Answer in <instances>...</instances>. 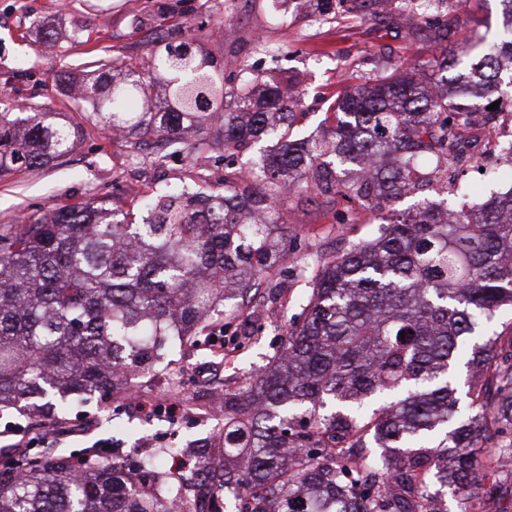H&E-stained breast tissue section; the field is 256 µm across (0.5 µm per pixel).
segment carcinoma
<instances>
[{"mask_svg":"<svg viewBox=\"0 0 512 512\" xmlns=\"http://www.w3.org/2000/svg\"><path fill=\"white\" fill-rule=\"evenodd\" d=\"M499 2L511 39L481 56L465 44L467 63L445 60L440 76L398 64L345 86L322 139L290 135L300 102L290 80L229 85L224 62L181 23L197 6L145 10L142 22H168L166 37L140 57L98 59L101 73L64 89L133 155L160 142L185 153L183 178L126 211L93 197L0 234V411L57 418L97 393L129 395L133 375L204 335L226 303L275 289L265 274L294 259L281 231L290 192L379 213L420 191L422 158L446 170L463 154L475 111L491 136L512 117L488 109L512 91V0ZM63 116L36 103L23 118L0 112V180L73 151L78 130ZM215 125L226 155L278 141L249 176L226 166L221 191L202 188L197 165ZM310 267L301 321L245 385L224 389V425L187 439L200 480L144 462L148 490L135 492L106 455H21L0 468V512H172L188 487L200 512H415L436 485L512 497V479L488 487L477 468L489 427L491 452L512 465V331L481 340L474 322L512 306V187L480 214L421 197L380 216L372 240ZM460 362L480 378L466 393L477 421L450 429ZM348 437L365 471L320 466L315 455L336 460Z\"/></svg>","mask_w":512,"mask_h":512,"instance_id":"carcinoma-1","label":"carcinoma"}]
</instances>
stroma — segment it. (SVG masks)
<instances>
[{"mask_svg":"<svg viewBox=\"0 0 512 512\" xmlns=\"http://www.w3.org/2000/svg\"><path fill=\"white\" fill-rule=\"evenodd\" d=\"M155 0H0V112H15L24 104L46 105L65 113L79 129L75 149L54 165L0 180V233L15 231L31 217L90 197L127 208L130 200L175 183L184 166L182 155L155 164L151 154L130 156L123 140L104 133L89 121L82 102L65 96L60 73H88V40L106 47L108 56H137L163 37L162 28L137 26L135 7ZM464 30L447 44L435 42L427 28L405 38L384 14L356 22L346 8L321 15L315 7L296 10L293 0H224L220 13L199 10L187 16L190 33H205L201 46L224 61V73L243 82L256 71L294 77L303 118L297 137L323 133L326 111L348 80L363 82L394 64L432 69L443 56H460L466 35L483 45L504 38L499 0H467ZM52 28L55 39L31 30L32 21ZM30 29L27 40L17 33ZM288 247L297 255L331 260L356 243L370 239L377 226L373 212L345 201L326 205L310 191L292 194L283 213ZM276 284V300H263L261 325L246 337V345L231 363L213 365L205 342L174 347L168 354L182 379L183 399L207 401L210 391L200 383L201 368L215 366L225 387L233 388L260 369L272 355L280 334L306 304L313 288L312 272L285 263L267 273ZM212 415L187 414L175 424L139 413L119 395L93 397L79 403L55 423L34 421L17 413H0V450L8 451L17 435L33 438V452L52 457L79 454L103 440L115 443L114 456L136 464L150 448H180L186 438L214 429Z\"/></svg>","mask_w":512,"mask_h":512,"instance_id":"35a3bbf8","label":"stroma"}]
</instances>
